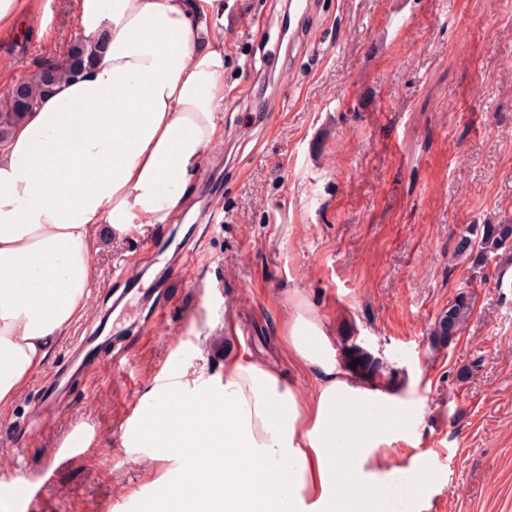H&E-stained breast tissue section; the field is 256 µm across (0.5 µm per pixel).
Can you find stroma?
<instances>
[{"label": "stroma", "instance_id": "35a3bbf8", "mask_svg": "<svg viewBox=\"0 0 512 512\" xmlns=\"http://www.w3.org/2000/svg\"><path fill=\"white\" fill-rule=\"evenodd\" d=\"M286 11L287 0L224 10V137L182 218L201 225L191 279L167 273L184 246L176 225L105 240L88 316L0 409V475L47 480L23 512H140L172 465L124 436L170 366L219 373L244 349L310 392L313 374L289 365L284 343L297 297L335 349L353 336L386 364L407 410L378 455L427 458L426 512H512V250L478 272L455 253L469 227L512 224V0H315L310 36L290 48ZM75 38L71 0H32L0 58L24 78ZM127 262L142 288L168 287L155 332L133 327L140 297L112 306ZM462 291L471 318L433 351L434 323ZM106 319L122 336L115 361L29 429L70 341ZM76 431L89 446L63 453Z\"/></svg>", "mask_w": 512, "mask_h": 512}]
</instances>
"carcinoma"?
<instances>
[{
    "instance_id": "cac0c4a2",
    "label": "carcinoma",
    "mask_w": 512,
    "mask_h": 512,
    "mask_svg": "<svg viewBox=\"0 0 512 512\" xmlns=\"http://www.w3.org/2000/svg\"><path fill=\"white\" fill-rule=\"evenodd\" d=\"M96 47L83 42L73 43L64 61L50 64L31 74L16 84L0 98V142L7 138L11 128L28 112L32 111L36 99L63 79L78 71L91 60ZM25 99L28 105L22 106L19 100ZM512 249V224H482L461 237L456 254L471 261L473 268L483 267L488 256L499 250ZM473 298L462 291L448 303L431 336V347L435 350L449 347L462 333L473 311ZM347 363L360 360L354 372L361 378L375 380L384 372L383 362L368 350L348 337L342 351Z\"/></svg>"
}]
</instances>
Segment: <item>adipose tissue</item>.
I'll use <instances>...</instances> for the list:
<instances>
[{
    "mask_svg": "<svg viewBox=\"0 0 512 512\" xmlns=\"http://www.w3.org/2000/svg\"><path fill=\"white\" fill-rule=\"evenodd\" d=\"M221 10L220 0H75L96 55L0 145V408L88 314L104 230L170 223L223 139ZM285 344L315 376L310 396L245 350L220 374L156 387L125 444L184 470L156 481L143 512H399L376 461L399 397L352 375L304 300Z\"/></svg>",
    "mask_w": 512,
    "mask_h": 512,
    "instance_id": "ef3b65f1",
    "label": "adipose tissue"
}]
</instances>
